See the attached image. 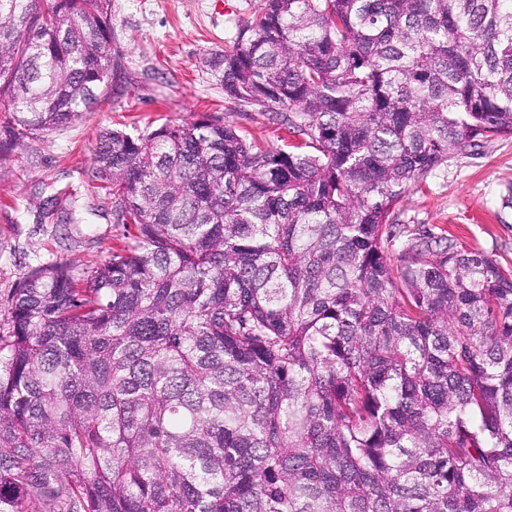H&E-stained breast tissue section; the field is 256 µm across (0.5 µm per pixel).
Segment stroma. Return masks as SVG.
<instances>
[{
    "mask_svg": "<svg viewBox=\"0 0 512 512\" xmlns=\"http://www.w3.org/2000/svg\"><path fill=\"white\" fill-rule=\"evenodd\" d=\"M263 0H109L112 55L121 64L95 111L68 127L26 139L0 166V310L19 281L56 260L75 272L104 262L126 232L112 216V197L99 189L93 157L101 130L132 134L207 114L247 140L287 148L295 140L270 113L242 111L224 95L205 61L233 40L237 23ZM60 200L62 217L44 200ZM397 244L418 233L453 239L512 270V136L458 151L410 186L395 209Z\"/></svg>",
    "mask_w": 512,
    "mask_h": 512,
    "instance_id": "1",
    "label": "stroma"
}]
</instances>
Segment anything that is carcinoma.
<instances>
[{"mask_svg":"<svg viewBox=\"0 0 512 512\" xmlns=\"http://www.w3.org/2000/svg\"><path fill=\"white\" fill-rule=\"evenodd\" d=\"M102 0H0V162L116 70ZM207 115L101 131L126 244L0 318V512H512V273L409 185L512 136V0H264Z\"/></svg>","mask_w":512,"mask_h":512,"instance_id":"cac0c4a2","label":"carcinoma"}]
</instances>
